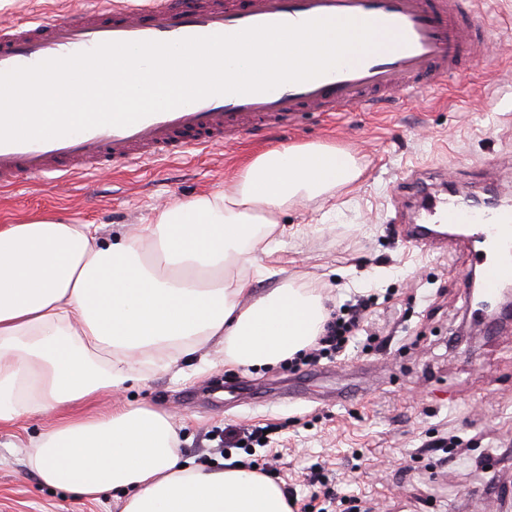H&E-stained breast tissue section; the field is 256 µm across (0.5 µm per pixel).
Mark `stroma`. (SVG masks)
Here are the masks:
<instances>
[{
  "mask_svg": "<svg viewBox=\"0 0 512 512\" xmlns=\"http://www.w3.org/2000/svg\"><path fill=\"white\" fill-rule=\"evenodd\" d=\"M80 0H0L1 21H63ZM494 50L447 81L371 112L307 115L286 130H259L235 146L190 150L59 189L24 178L0 189V224L53 215L99 224L117 237L154 223L157 206L224 189L266 150L321 144L350 152L361 169L348 187L278 215L283 232L267 265L283 282L318 289L329 304L372 298L365 331L335 360L230 368L221 346L208 364L157 371L124 400L169 411L184 459L197 466L279 458L273 478L308 498L311 475L334 487L335 512H512V325L492 329L463 288L475 263L468 236L407 245L397 210L411 176L468 195L512 185V0H483ZM52 417L0 427V512H119L114 500L72 501L25 467L28 436ZM269 427L266 446L236 448L244 429Z\"/></svg>",
  "mask_w": 512,
  "mask_h": 512,
  "instance_id": "obj_1",
  "label": "stroma"
}]
</instances>
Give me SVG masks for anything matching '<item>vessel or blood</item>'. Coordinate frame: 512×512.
<instances>
[{
    "label": "vessel or blood",
    "mask_w": 512,
    "mask_h": 512,
    "mask_svg": "<svg viewBox=\"0 0 512 512\" xmlns=\"http://www.w3.org/2000/svg\"><path fill=\"white\" fill-rule=\"evenodd\" d=\"M316 18L367 21L385 30L380 47L351 57L342 67L269 92L212 95L149 115L126 126H99L43 141L0 144V187L21 177L52 175L67 186L77 174L119 170L149 157L179 158L213 140L249 130L283 129L306 114L327 116L361 106L372 109L397 90H421L477 61L484 30L474 0H148L146 7L91 0L77 22L0 27V72L66 57L104 42H173L233 34L273 23ZM425 213L440 224H468L484 264V287L494 292L512 275V210L487 198L431 197Z\"/></svg>",
    "instance_id": "obj_1"
}]
</instances>
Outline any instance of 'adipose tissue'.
Masks as SVG:
<instances>
[{
  "label": "adipose tissue",
  "mask_w": 512,
  "mask_h": 512,
  "mask_svg": "<svg viewBox=\"0 0 512 512\" xmlns=\"http://www.w3.org/2000/svg\"><path fill=\"white\" fill-rule=\"evenodd\" d=\"M348 152L294 145L259 155L235 187L162 206L133 236L53 216L0 225V426L52 413L28 440L27 469L79 500L117 494L120 512H292L286 490L246 467L185 464L163 409L117 404L121 392L222 344L225 364L273 365L311 346L330 311L273 271L278 213L355 182Z\"/></svg>",
  "instance_id": "ef3b65f1"
}]
</instances>
